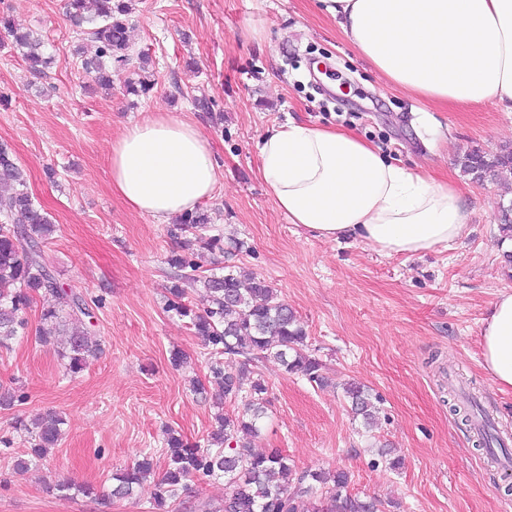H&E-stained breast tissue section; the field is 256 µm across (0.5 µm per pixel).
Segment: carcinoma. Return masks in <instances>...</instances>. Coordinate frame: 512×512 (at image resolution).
Returning a JSON list of instances; mask_svg holds the SVG:
<instances>
[{
  "instance_id": "1",
  "label": "carcinoma",
  "mask_w": 512,
  "mask_h": 512,
  "mask_svg": "<svg viewBox=\"0 0 512 512\" xmlns=\"http://www.w3.org/2000/svg\"><path fill=\"white\" fill-rule=\"evenodd\" d=\"M67 11L76 25H91L87 36L95 43V52L83 59V70L98 88L112 90L117 70L132 61L125 19L129 6L123 0H67ZM0 26L12 37L31 70L47 64L40 38L6 17H0ZM146 64L141 60L138 79L127 82L129 93H145L153 86ZM461 168L480 179L506 178L512 175V148L491 158L472 150L463 156ZM0 189L8 192L7 199L0 198V211L11 219L0 224V348H9L12 339L25 333L27 321L22 313L34 295L41 293L53 299V304L42 310L41 319L51 324L54 332L65 331L67 339L61 348L54 336H41L39 342L52 347L66 361L68 372L79 374L97 355L100 344L91 340L84 326V318L89 316L85 300L63 288L44 261L41 246L55 225L35 206L24 170L3 143ZM168 233L179 240L181 248L169 263L190 273L172 281L166 312L188 319L190 328L210 349L208 382L219 386L224 399L242 402L243 411L234 417L215 414L217 426L204 447L167 432L166 470L156 483L157 509L162 512L167 502L178 496V490L185 488V481L199 477L224 479L223 512H378L376 499L349 492L350 475L346 471L298 470L280 448L252 451L248 439L259 432L268 385L261 374L248 370L249 364L272 359L285 372L321 386L325 383L323 363L307 352V336L294 311L256 276L230 269L222 275L204 277L201 281L207 307L196 311L181 283L198 281L194 275L201 268L198 259L224 251L223 237L209 233L207 217L199 211L180 217ZM345 393L354 414L370 424L373 414L368 391L352 382L345 386ZM62 425L64 418L56 411L41 413L29 424L20 423L29 448L26 457L14 460V468L26 471L45 459L61 441ZM480 444L488 449L498 445L502 452H508L488 418L484 419ZM154 473L153 457L142 456L132 466L112 474L111 497H130L134 488Z\"/></svg>"
}]
</instances>
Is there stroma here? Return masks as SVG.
<instances>
[{"instance_id": "35a3bbf8", "label": "stroma", "mask_w": 512, "mask_h": 512, "mask_svg": "<svg viewBox=\"0 0 512 512\" xmlns=\"http://www.w3.org/2000/svg\"><path fill=\"white\" fill-rule=\"evenodd\" d=\"M35 31L52 62L28 68L0 29V143L24 169L35 204L56 230L43 257L64 287L81 295L85 324L102 347L78 375L40 344L43 298L26 310L24 335L0 349V389L18 395L0 408V512H154L157 474L166 468L164 431L205 443L216 387L195 394L208 351L184 319L167 313L178 249L168 227L131 210L113 192V142L151 112L197 124L224 178L200 212L224 235V250L201 266H231L264 279L295 311L329 382L317 386L275 361L257 370L268 410L253 450L277 447L301 469L349 472L352 493L381 512H512V463L492 462L452 410L454 394L476 395L512 449V391L481 367V329L492 303L512 291L502 268L497 220L512 203L504 181L472 179L459 159L512 147V114L486 104L447 107L383 88L313 0H131L134 52L150 57L155 84L131 95L121 71L111 92L85 74L75 49L82 33L66 0H0V16ZM210 101V111L195 101ZM293 120L358 130L396 164L461 185L467 234L448 248L386 256L357 240L327 242L290 224L258 174L257 142ZM187 356L179 369L173 350ZM364 385L377 419L353 416L342 385ZM55 410L62 440L28 471L13 467L26 444L18 420ZM399 468H390L385 449ZM152 455L156 474L132 498L110 497L112 474ZM71 483L72 491L56 486ZM93 486L96 497L77 493ZM220 479L191 481L172 512H219Z\"/></svg>"}]
</instances>
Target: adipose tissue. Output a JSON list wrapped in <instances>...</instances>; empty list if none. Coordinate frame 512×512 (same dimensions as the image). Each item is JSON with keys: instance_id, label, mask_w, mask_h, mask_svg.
Masks as SVG:
<instances>
[{"instance_id": "ef3b65f1", "label": "adipose tissue", "mask_w": 512, "mask_h": 512, "mask_svg": "<svg viewBox=\"0 0 512 512\" xmlns=\"http://www.w3.org/2000/svg\"><path fill=\"white\" fill-rule=\"evenodd\" d=\"M389 87L444 106L491 102L512 112V0H315ZM259 174L289 223L326 241L356 239L415 256L461 239L470 213L455 183L388 161L355 132L288 122L258 143ZM222 176L189 120L159 112L113 143L112 189L128 207L168 223L212 197ZM481 366L512 389V292L481 330Z\"/></svg>"}]
</instances>
